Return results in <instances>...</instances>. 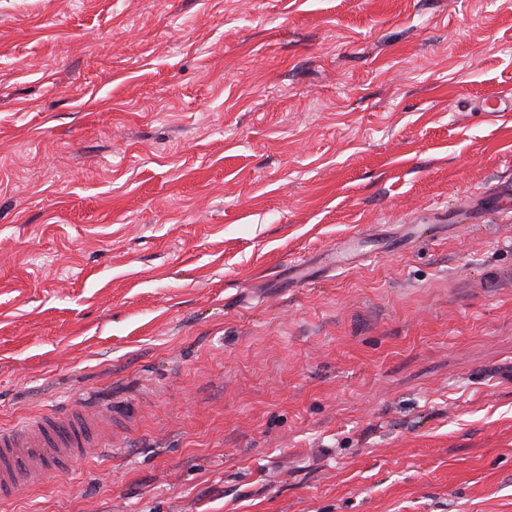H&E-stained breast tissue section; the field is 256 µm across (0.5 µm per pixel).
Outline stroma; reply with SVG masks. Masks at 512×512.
Returning <instances> with one entry per match:
<instances>
[{
	"mask_svg": "<svg viewBox=\"0 0 512 512\" xmlns=\"http://www.w3.org/2000/svg\"><path fill=\"white\" fill-rule=\"evenodd\" d=\"M508 87L512 0H0V425L112 415L0 512H512Z\"/></svg>",
	"mask_w": 512,
	"mask_h": 512,
	"instance_id": "obj_1",
	"label": "stroma"
}]
</instances>
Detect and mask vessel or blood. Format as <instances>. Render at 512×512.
<instances>
[{"label": "vessel or blood", "mask_w": 512, "mask_h": 512, "mask_svg": "<svg viewBox=\"0 0 512 512\" xmlns=\"http://www.w3.org/2000/svg\"><path fill=\"white\" fill-rule=\"evenodd\" d=\"M112 426L108 415L45 412L0 428V500L66 470Z\"/></svg>", "instance_id": "b4317fda"}]
</instances>
